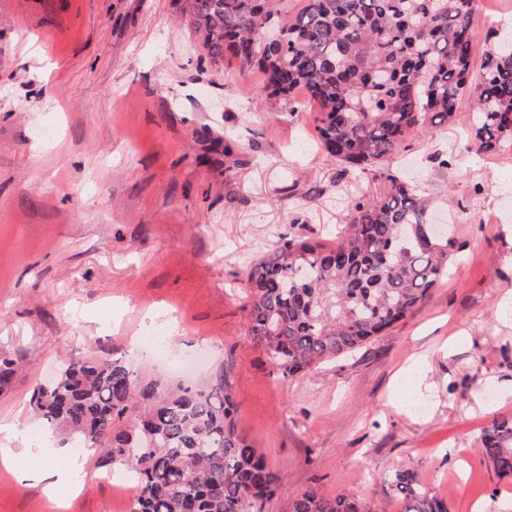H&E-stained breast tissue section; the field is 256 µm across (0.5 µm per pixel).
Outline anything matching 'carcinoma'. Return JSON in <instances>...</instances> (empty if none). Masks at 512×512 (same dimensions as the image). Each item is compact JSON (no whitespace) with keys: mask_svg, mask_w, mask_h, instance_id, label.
Wrapping results in <instances>:
<instances>
[{"mask_svg":"<svg viewBox=\"0 0 512 512\" xmlns=\"http://www.w3.org/2000/svg\"><path fill=\"white\" fill-rule=\"evenodd\" d=\"M304 2L290 16L288 0H183L201 58L258 72L291 112L317 105L319 147L340 174L385 183L381 194L351 200L336 245L290 239L251 266L248 336L283 379L355 351L413 314L448 269L450 226L431 235L427 200L384 166L408 135L450 122L467 96L470 148H512V37L500 36L471 77L477 0ZM268 24L285 34L280 44L265 40ZM15 373L16 361L0 354L1 394ZM29 405L72 447L98 449V467L126 468L134 512H261L282 487L283 477L237 434L226 387L158 396L119 358H72L33 386ZM479 452L497 476L512 477V417L483 429ZM388 480L400 512H448L416 472L396 469ZM291 512L378 509L311 486Z\"/></svg>","mask_w":512,"mask_h":512,"instance_id":"carcinoma-1","label":"carcinoma"}]
</instances>
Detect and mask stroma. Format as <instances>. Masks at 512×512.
Instances as JSON below:
<instances>
[{"mask_svg":"<svg viewBox=\"0 0 512 512\" xmlns=\"http://www.w3.org/2000/svg\"><path fill=\"white\" fill-rule=\"evenodd\" d=\"M182 0H0V353L19 365L0 421L32 446V386L74 357L123 360L138 384L228 385L238 434L284 475L264 512L313 486L399 512L415 469L448 512H512V479L478 451L512 416V150L465 151L473 104L412 132L390 172L455 227L453 261L422 307L344 357L282 381L247 334L251 263L288 239L330 244L354 184L317 145L316 108L289 112L236 62L214 66ZM512 0H479L487 34ZM169 346L156 360L141 337ZM424 412H415L413 402ZM43 448L59 435L40 428ZM95 480L56 501L0 464V512H131Z\"/></svg>","mask_w":512,"mask_h":512,"instance_id":"1","label":"stroma"}]
</instances>
